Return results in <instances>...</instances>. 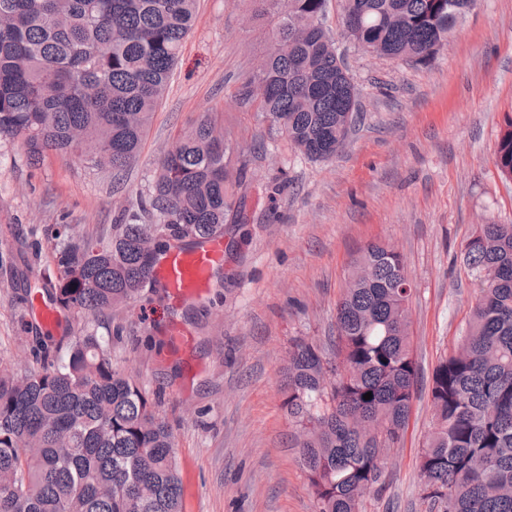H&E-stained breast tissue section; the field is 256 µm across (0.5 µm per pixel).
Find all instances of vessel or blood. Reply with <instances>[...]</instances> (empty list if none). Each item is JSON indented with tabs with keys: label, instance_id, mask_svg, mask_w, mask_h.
<instances>
[{
	"label": "vessel or blood",
	"instance_id": "vessel-or-blood-1",
	"mask_svg": "<svg viewBox=\"0 0 512 512\" xmlns=\"http://www.w3.org/2000/svg\"><path fill=\"white\" fill-rule=\"evenodd\" d=\"M224 261L222 239L170 250L152 273L170 301L183 303L205 295Z\"/></svg>",
	"mask_w": 512,
	"mask_h": 512
}]
</instances>
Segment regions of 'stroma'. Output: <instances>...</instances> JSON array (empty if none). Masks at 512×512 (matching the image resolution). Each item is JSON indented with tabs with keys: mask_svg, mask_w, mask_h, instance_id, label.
<instances>
[{
	"mask_svg": "<svg viewBox=\"0 0 512 512\" xmlns=\"http://www.w3.org/2000/svg\"><path fill=\"white\" fill-rule=\"evenodd\" d=\"M254 0H197L168 87L136 162L125 172L48 154L31 166L0 135V367L40 369L70 337L102 338L169 425L183 512H316L282 407L294 338L332 357L336 307L358 249L381 240L414 285L419 373L412 413L390 451L383 489L361 512H434L419 456L432 427L436 366L466 335L478 296L463 248L479 224H512V182L493 153L512 113V0H478L436 59L407 64L364 52L346 36L335 0L325 25L358 89V119L336 157L312 161L271 135L236 91L272 45V18ZM234 149L237 216L224 225V265L207 295L176 306L165 291L94 317L61 312L49 329L27 300L55 266L49 229L111 239L118 224L155 223L149 196L160 161L204 116ZM193 339L174 349L171 336Z\"/></svg>",
	"mask_w": 512,
	"mask_h": 512,
	"instance_id": "1",
	"label": "stroma"
}]
</instances>
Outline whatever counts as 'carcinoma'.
<instances>
[{
  "instance_id": "1",
  "label": "carcinoma",
  "mask_w": 512,
  "mask_h": 512,
  "mask_svg": "<svg viewBox=\"0 0 512 512\" xmlns=\"http://www.w3.org/2000/svg\"><path fill=\"white\" fill-rule=\"evenodd\" d=\"M197 0H0V135L28 160L49 152L122 170L137 158ZM282 21L263 70L238 91L269 130L310 160L345 146L357 91L322 19L328 0H255ZM474 0H339L363 50L428 63ZM231 149L201 119L165 153L150 205L155 224H118L104 242L55 229L56 269L40 272L54 305L93 316L134 299L157 255L215 237L235 212ZM512 180V114L494 150ZM463 260L478 283L469 329L435 369L432 431L420 455L423 497L441 512H512V224H480ZM412 281L380 242L352 261L336 314V365L296 338L284 407L317 512H360L382 455L401 438L418 377ZM372 393L366 400L363 395ZM360 418L383 425L363 437ZM0 512H183L168 424L99 337L76 336L39 370H0Z\"/></svg>"
}]
</instances>
